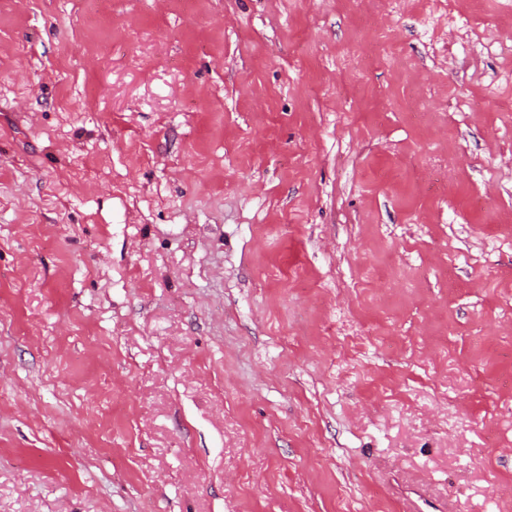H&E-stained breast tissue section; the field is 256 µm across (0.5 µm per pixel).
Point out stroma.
I'll return each instance as SVG.
<instances>
[{
  "instance_id": "1",
  "label": "stroma",
  "mask_w": 512,
  "mask_h": 512,
  "mask_svg": "<svg viewBox=\"0 0 512 512\" xmlns=\"http://www.w3.org/2000/svg\"><path fill=\"white\" fill-rule=\"evenodd\" d=\"M512 512V0H0V512Z\"/></svg>"
}]
</instances>
